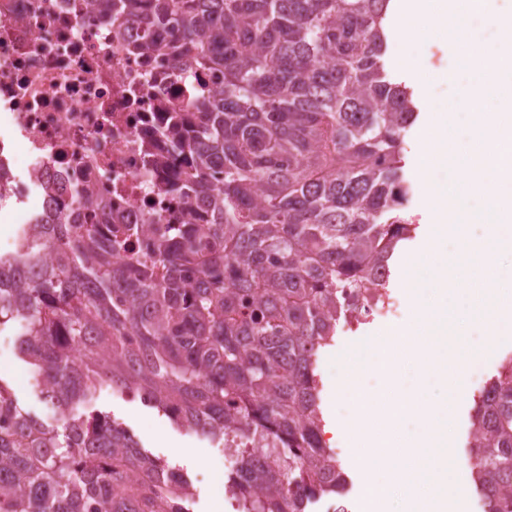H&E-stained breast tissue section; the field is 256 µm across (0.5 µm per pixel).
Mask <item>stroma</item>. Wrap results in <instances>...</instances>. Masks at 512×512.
Returning a JSON list of instances; mask_svg holds the SVG:
<instances>
[{
	"mask_svg": "<svg viewBox=\"0 0 512 512\" xmlns=\"http://www.w3.org/2000/svg\"><path fill=\"white\" fill-rule=\"evenodd\" d=\"M405 53L416 59L420 70L427 77L425 84L416 83L395 68L394 59ZM384 63L393 81L411 88L415 102H422L426 98L433 100L439 106L454 112L459 120L463 119L465 113L473 111L474 106L465 95L469 76L461 66L458 55L445 41L428 35L409 46L396 39H389ZM407 212L417 229L391 264L388 291L399 302L397 312L387 318L356 327H338L334 342L320 352L318 373L322 384L321 406L327 414L322 438L343 461L348 481L344 495L325 498L324 512H355L361 495L359 480L348 453L349 443L341 432L352 411V404L348 401L335 402L333 395V381L338 375L336 357L359 337L407 325L412 319V308L404 284V267L410 257L422 250L429 232L425 188L421 183L412 185ZM507 353H512V335L498 339L491 354L473 364L471 376L465 379L466 395L456 404L452 426L453 454L458 463L464 464L468 461L474 400L485 383L496 375L500 359ZM0 376L11 380L24 409L44 420H51V413L45 409L31 386L28 366L14 354V338L8 329L0 331ZM94 409L110 415L135 435L144 450L166 461L169 466L180 469L191 477L204 474V481L195 486L189 508L191 512H212V501L223 494L227 480L223 449L217 448L208 438L175 424L162 410L145 405L140 398L127 393L102 392Z\"/></svg>",
	"mask_w": 512,
	"mask_h": 512,
	"instance_id": "1",
	"label": "stroma"
}]
</instances>
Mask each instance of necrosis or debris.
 <instances>
[{
	"instance_id": "4bbe7bcc",
	"label": "necrosis or debris",
	"mask_w": 512,
	"mask_h": 512,
	"mask_svg": "<svg viewBox=\"0 0 512 512\" xmlns=\"http://www.w3.org/2000/svg\"><path fill=\"white\" fill-rule=\"evenodd\" d=\"M223 84L169 31L103 19L97 0H0V213L14 226L0 250L84 192L115 223L147 225L135 253L165 225L208 221L166 128Z\"/></svg>"
}]
</instances>
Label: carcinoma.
<instances>
[{
    "mask_svg": "<svg viewBox=\"0 0 512 512\" xmlns=\"http://www.w3.org/2000/svg\"><path fill=\"white\" fill-rule=\"evenodd\" d=\"M390 0H122L147 25L179 18L188 52L224 76L193 106L203 140L188 191L216 213L169 224L116 256L136 224L57 211L0 255V327L61 421L21 408L0 377V512H189L187 476L88 408L145 396L239 451L238 512H307L346 474L321 438L319 351L386 287L414 231L403 172L413 92L382 57ZM53 256L38 282L4 280ZM470 464L487 512H512V359L471 415Z\"/></svg>",
    "mask_w": 512,
    "mask_h": 512,
    "instance_id": "carcinoma-1",
    "label": "carcinoma"
}]
</instances>
